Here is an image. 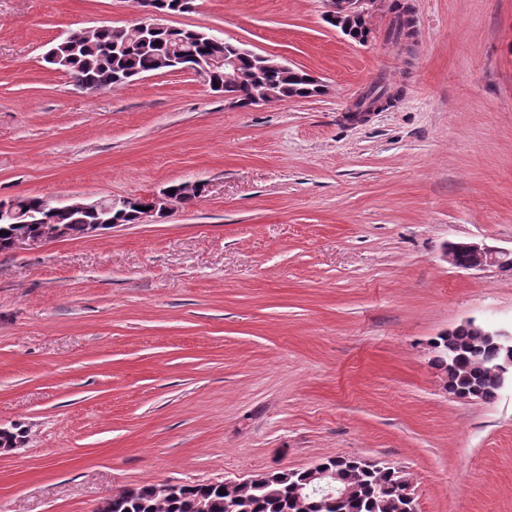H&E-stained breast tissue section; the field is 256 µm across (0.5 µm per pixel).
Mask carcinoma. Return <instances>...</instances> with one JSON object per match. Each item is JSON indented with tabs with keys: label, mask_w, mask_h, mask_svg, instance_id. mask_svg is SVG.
<instances>
[{
	"label": "carcinoma",
	"mask_w": 512,
	"mask_h": 512,
	"mask_svg": "<svg viewBox=\"0 0 512 512\" xmlns=\"http://www.w3.org/2000/svg\"><path fill=\"white\" fill-rule=\"evenodd\" d=\"M166 13H184L193 0H158ZM237 45L205 31L164 27L148 37L131 28L98 27L79 43L64 37L53 44L44 61L69 76L88 91L121 86L144 74L178 69L181 58L194 57L203 64L224 61ZM241 67L252 71L261 85L274 89L279 99L319 93L308 73L292 67L268 68V60L258 54L238 57ZM207 83L224 99L236 104L249 97V90L224 80V66L209 67ZM40 197L16 199L17 220L0 219V251L9 248L11 237L35 230L47 236L54 233L71 239L82 238L94 228L97 214L75 213L65 207L49 212L48 224H28L24 215L40 214ZM431 360L433 367L444 369L453 360L460 367L451 374L453 386L465 393L475 386L480 397L492 401L498 389V365L502 353L480 343L471 328L461 325L454 335H439ZM26 430L19 423L0 427V448H13L25 441ZM320 465L338 474L339 483L349 490L347 502L336 509L326 506L322 497H298L297 489L310 483L309 473L300 470H274L239 483L181 484L162 492L157 484L128 487L112 496V512H198L197 503L205 501L208 512H226L224 504L236 498L245 512H416L412 500L400 501L402 485L408 483L404 470L387 461L370 464L360 457H328Z\"/></svg>",
	"instance_id": "obj_1"
}]
</instances>
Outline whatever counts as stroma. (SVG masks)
I'll return each mask as SVG.
<instances>
[{
    "mask_svg": "<svg viewBox=\"0 0 512 512\" xmlns=\"http://www.w3.org/2000/svg\"><path fill=\"white\" fill-rule=\"evenodd\" d=\"M361 45L324 0H195L207 31L318 78L241 108L165 71L90 94L43 60L138 0H0V200L205 194L165 219L0 252V512H93L146 483L238 482L326 457L407 473L417 512H512V389L446 394L429 344L512 325V0H409ZM396 100L353 123L376 81ZM462 254L466 259H462ZM442 258L457 268L482 270L487 266H497L505 271L512 269V250H500L482 241L451 243L443 248Z\"/></svg>",
    "mask_w": 512,
    "mask_h": 512,
    "instance_id": "35a3bbf8",
    "label": "stroma"
}]
</instances>
